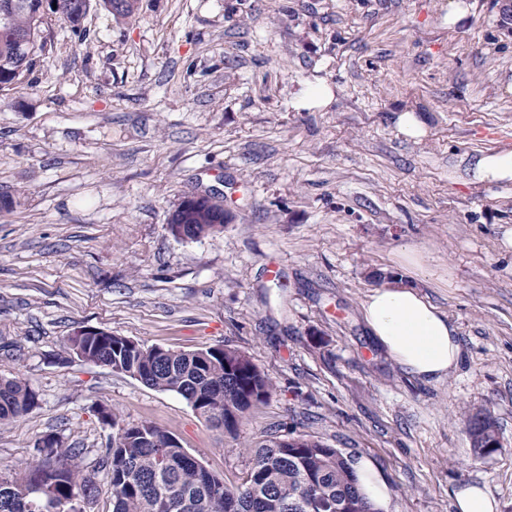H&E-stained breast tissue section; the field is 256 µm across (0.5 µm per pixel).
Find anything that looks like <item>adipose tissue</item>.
Returning a JSON list of instances; mask_svg holds the SVG:
<instances>
[{
  "label": "adipose tissue",
  "instance_id": "ef3b65f1",
  "mask_svg": "<svg viewBox=\"0 0 512 512\" xmlns=\"http://www.w3.org/2000/svg\"><path fill=\"white\" fill-rule=\"evenodd\" d=\"M362 310L372 336L408 375L438 382L458 365L461 348L455 327L417 290L373 289Z\"/></svg>",
  "mask_w": 512,
  "mask_h": 512
}]
</instances>
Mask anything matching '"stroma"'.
Instances as JSON below:
<instances>
[{
	"label": "stroma",
	"instance_id": "obj_1",
	"mask_svg": "<svg viewBox=\"0 0 512 512\" xmlns=\"http://www.w3.org/2000/svg\"><path fill=\"white\" fill-rule=\"evenodd\" d=\"M451 1L138 0L126 19L91 9L79 37L52 21L28 87L0 90V376L39 399L0 425V471L56 435L94 483L83 512H112L105 406L169 431L229 485L247 444L307 434L370 461L388 512H455L463 483L512 512V181L466 173L512 150V0H459L453 25ZM319 83L331 102L297 107ZM402 112L424 136L399 131ZM193 193L228 219L182 241L167 224ZM380 274L455 327L444 380L406 375L368 332ZM87 328L244 351L274 391L229 434L67 353ZM475 413L500 434L486 457ZM494 423L487 415H472L467 420V430L473 437V445L480 456H486L495 451L500 446V437L498 442L486 448L490 440L496 439L495 430L492 429Z\"/></svg>",
	"mask_w": 512,
	"mask_h": 512
}]
</instances>
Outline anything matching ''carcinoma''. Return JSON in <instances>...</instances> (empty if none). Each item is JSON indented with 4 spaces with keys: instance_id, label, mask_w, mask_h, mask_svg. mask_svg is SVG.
<instances>
[{
    "instance_id": "cac0c4a2",
    "label": "carcinoma",
    "mask_w": 512,
    "mask_h": 512,
    "mask_svg": "<svg viewBox=\"0 0 512 512\" xmlns=\"http://www.w3.org/2000/svg\"><path fill=\"white\" fill-rule=\"evenodd\" d=\"M54 15L81 36L83 17L73 0H58ZM116 17L131 18L136 0H98ZM49 14L43 0H0V87H20L46 48L44 32ZM224 209L208 201L190 210H175L171 230L181 228L198 237L215 233ZM87 359L100 361L114 372L126 374L147 387L181 396L191 409L212 426L237 430L245 413L266 401L270 378L249 356L222 346L192 352L146 347L126 336L100 331L85 337ZM36 392L22 379L0 377V424L33 410ZM100 421L112 427L108 446V474L113 488L112 512H336V501L350 500L347 512H369L370 505L358 486L348 459L311 435L293 439L276 434L257 447L244 482L224 485L223 478L207 470L168 431L149 422L130 423L103 407ZM467 430L481 456L496 439L486 415H472ZM47 447L22 474H0V512H41L33 487L45 482L54 499L70 503L85 497L90 478L75 459L76 448H66L55 435H46Z\"/></svg>"
}]
</instances>
